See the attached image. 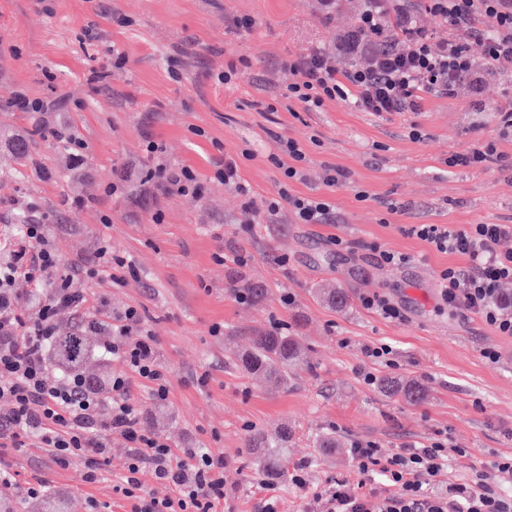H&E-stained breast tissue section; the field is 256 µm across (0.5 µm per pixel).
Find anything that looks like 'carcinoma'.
I'll list each match as a JSON object with an SVG mask.
<instances>
[{
    "label": "carcinoma",
    "instance_id": "carcinoma-1",
    "mask_svg": "<svg viewBox=\"0 0 512 512\" xmlns=\"http://www.w3.org/2000/svg\"><path fill=\"white\" fill-rule=\"evenodd\" d=\"M231 291L247 293L254 299L263 297L259 288L239 275L232 281ZM249 348L244 351L229 350L227 360L248 374L262 377L279 385H288L289 373L298 368L307 367L310 358L306 347L298 336H290L280 329H261L251 331L248 337ZM96 347L81 330L68 331L54 338L49 347L50 361L70 374L82 373L85 362L95 356ZM383 386L402 394L411 405L426 398L425 389L413 380H386ZM290 434L283 428L275 434L252 430L247 435L246 445L255 455L254 461L258 474L263 476L279 475L288 460V439Z\"/></svg>",
    "mask_w": 512,
    "mask_h": 512
}]
</instances>
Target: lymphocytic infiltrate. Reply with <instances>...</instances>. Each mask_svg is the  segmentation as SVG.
<instances>
[{"label":"lymphocytic infiltrate","mask_w":512,"mask_h":512,"mask_svg":"<svg viewBox=\"0 0 512 512\" xmlns=\"http://www.w3.org/2000/svg\"><path fill=\"white\" fill-rule=\"evenodd\" d=\"M358 26L370 32L369 40L347 33L337 49L346 56L362 54L364 65L339 70L329 53L312 47L289 62L291 82L283 98L318 109L336 99L352 101L365 112H417L425 95H454L458 82L472 72L470 44L485 45L490 69L512 75V0H424L430 12L450 27L447 40L433 43L414 25L408 0H366ZM145 162L113 170L106 195H124L143 205L157 193L201 194L193 169L168 162L162 142H145ZM305 154L299 144L286 141L282 152L271 155L283 180L275 197L264 201L266 219L289 207L302 224H331L334 205L323 197L292 194V182L302 180ZM46 215L28 219L19 234L0 238V446L49 449L60 462L84 457L90 462L83 479L92 484L102 476L108 461V439L120 435L129 455L117 489L133 502V512H223V457L199 448H175L152 432L131 391L132 379L152 386L156 399H165L169 371L156 357V340L143 325L137 307L110 316L104 304L90 305L79 282L132 272L127 260L115 256L101 243L87 257L62 266L57 245L47 232ZM409 235L427 242L435 251L463 257L464 265L440 270L441 302L465 310L499 335L512 336V302L501 286L512 282V250L500 249L512 238V224H473L458 229L447 224H413ZM26 280L36 302L21 307L13 296L17 280ZM78 312L90 331L109 335L105 350L125 366L113 375L108 396L92 390L84 377L58 380L47 376L49 342L57 333L60 312ZM358 475L365 480L383 477L385 493H358L346 479L328 483L313 495V507L322 512H512V496L498 493L491 474L477 470L469 483L438 488L448 460V433L437 431L425 443L405 445L383 455L372 441H356L350 448ZM165 484L169 493L157 497L143 478Z\"/></svg>","instance_id":"1"}]
</instances>
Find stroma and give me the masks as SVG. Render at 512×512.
Segmentation results:
<instances>
[{"label": "stroma", "mask_w": 512, "mask_h": 512, "mask_svg": "<svg viewBox=\"0 0 512 512\" xmlns=\"http://www.w3.org/2000/svg\"><path fill=\"white\" fill-rule=\"evenodd\" d=\"M365 0H0V230L16 233L18 206L36 203L50 216L48 233L62 263L93 251L107 239L115 254L131 259L138 278L107 284L82 281L90 303L106 300L111 314L142 308L170 372L165 402L133 383L150 429L175 448H201L223 456L224 512H260L275 494L280 512H306L308 493L328 480L355 478L347 449L355 440L378 442L390 454L409 442H426L446 430L460 452H449L446 479L468 482L476 469L492 472L498 490L512 495V472L494 470L512 456V336L498 335L476 316L442 309L437 273L462 258L429 250L404 233L409 224H512V136L500 133L497 112L512 94V81L487 73L484 46L470 55L482 75L479 91L461 81L454 96L426 95L421 111L375 114L352 103L329 101L317 110L277 99L288 82V62L314 46L334 47L357 23ZM249 16L251 31L234 18ZM95 25L101 38L89 44L82 32ZM118 48L119 67H102ZM243 75L224 84L229 64ZM104 68L98 83L92 71ZM59 99L58 112L12 107L18 95ZM69 125L88 145L84 169H74L65 148L41 137L43 124ZM27 140L29 165L18 177L17 137ZM162 141L170 162L191 166L202 179L201 197L160 194L145 207L107 197L113 169L138 159L147 138ZM304 150L303 180L293 193L321 196L336 207L332 224H302L285 208L273 222L243 206L233 189L213 182L221 153L239 158V174L256 200L276 194L281 171L268 160L281 141ZM496 140L506 165L480 170L451 168L452 154H465ZM347 174L345 185L326 186V167ZM83 206H76V199ZM162 212V222L153 213ZM109 225H102L101 215ZM354 241L340 251L333 237ZM411 255V264L380 266L366 244ZM244 253L239 267L221 254ZM264 288L262 301L239 303L227 291L235 275ZM338 288L348 304L333 308L321 289ZM294 301L285 305L283 293ZM383 294L404 304L406 322L383 319L360 303ZM279 319L303 338L312 365L288 386H275L228 364L225 341L270 327ZM387 343L396 368L371 366L364 346ZM500 353L488 364L485 347ZM379 379H418L426 400L407 404L365 384L364 370ZM288 428L289 468L306 482L275 479L267 492L246 446L249 430ZM335 431L344 447L332 453L316 440ZM109 463L95 484L82 479L87 464H59L44 448H1L0 465L16 474L9 496L20 512H38L51 495L63 496L71 512H86L88 498L101 512H131L114 489L126 469L128 450L109 440ZM39 482L37 495L27 488Z\"/></svg>", "instance_id": "35a3bbf8"}]
</instances>
